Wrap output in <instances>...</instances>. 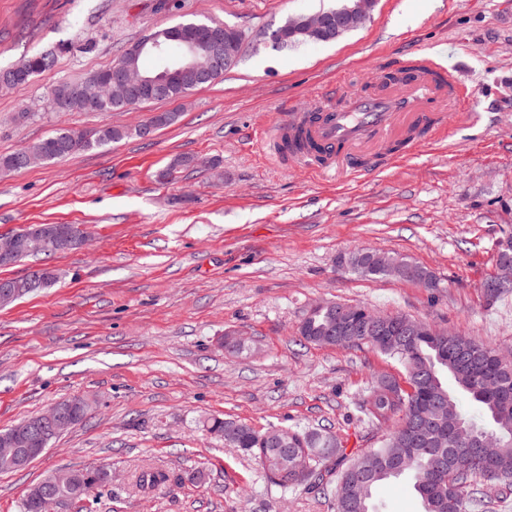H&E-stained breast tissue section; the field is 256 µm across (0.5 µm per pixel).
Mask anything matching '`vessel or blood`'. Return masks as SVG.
Returning a JSON list of instances; mask_svg holds the SVG:
<instances>
[{
  "instance_id": "1",
  "label": "vessel or blood",
  "mask_w": 512,
  "mask_h": 512,
  "mask_svg": "<svg viewBox=\"0 0 512 512\" xmlns=\"http://www.w3.org/2000/svg\"><path fill=\"white\" fill-rule=\"evenodd\" d=\"M474 91L425 57L394 68L378 92L343 104L313 99L273 125L266 143L279 159L314 170L360 172L363 163L408 155L448 127V113L474 102Z\"/></svg>"
}]
</instances>
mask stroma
<instances>
[{
    "label": "stroma",
    "instance_id": "stroma-1",
    "mask_svg": "<svg viewBox=\"0 0 512 512\" xmlns=\"http://www.w3.org/2000/svg\"><path fill=\"white\" fill-rule=\"evenodd\" d=\"M0 0V70L53 52V67L0 89V155L52 130L176 121L58 162L0 175V234L77 224L84 244L1 269L48 266L54 287L0 308V430L84 396L88 416L28 467L0 473V512H20L43 476L103 468L92 506L50 512H335L333 494L271 485L257 462L212 438L219 415L258 431L326 428L343 448L379 447L354 398L402 366L375 349L307 342L318 303L364 304L512 353V294L488 300L500 241L512 234V0H376L332 43L247 53L216 83L126 112H57L51 90L106 68L151 32L196 20L252 37L336 0ZM435 53L477 92L445 141L359 174L321 176L271 156L270 124L313 97L362 95L389 64ZM190 167L159 173L173 159ZM392 253L438 281L366 279L339 259ZM256 344L225 352L226 332ZM178 482L141 491L145 469ZM379 512H422L409 479L382 484Z\"/></svg>",
    "mask_w": 512,
    "mask_h": 512
}]
</instances>
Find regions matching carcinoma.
I'll return each instance as SVG.
<instances>
[{
  "label": "carcinoma",
  "instance_id": "obj_1",
  "mask_svg": "<svg viewBox=\"0 0 512 512\" xmlns=\"http://www.w3.org/2000/svg\"><path fill=\"white\" fill-rule=\"evenodd\" d=\"M209 22H187L169 29L157 31L163 36L172 31L179 32L188 40L197 32L211 26ZM222 72L201 74L196 78L184 77L167 85L164 97L177 101L191 91L212 83ZM82 84L64 83L56 86L47 98L49 107L58 112H80L75 104L66 107L57 103L60 92L75 94ZM177 113L159 112L130 130L104 127L93 132L71 128H59L53 134L37 142L47 152L44 161L72 155L79 151L93 150L110 145L128 136L145 137L144 129L155 130L175 121ZM30 149H20L0 156V168L21 170L32 166L29 161L17 164L20 157L28 155ZM375 252L359 250L340 260L351 272L367 278H414L418 282H431L434 276L425 269L400 257L382 254L381 261L372 260ZM58 280L56 270L42 267L20 279L23 294L53 287ZM339 304L328 302L311 310L301 321L299 334L310 343L322 346H340L342 342L334 333L339 316ZM356 346L372 347L397 361L404 369V381L385 378L370 388L356 403L361 417L372 425H387L389 430L382 445L366 453L346 454L336 436L319 430L301 432L288 429L291 447L267 448L260 442L263 433L238 423L234 435L224 437L225 428L231 421L220 416L208 419L211 433L219 439H228L243 454L258 460L271 484L286 489L290 469L295 466L294 453L307 448L317 452L310 459L311 470L300 484L309 490L326 491L328 485L344 482L347 493L335 498L336 512H376L373 506L376 488L392 479L409 474L413 488L420 499L423 512H468L472 499L468 489L478 479L507 482L512 479V415L506 422L499 421L501 411L512 410V368L497 375L499 390L489 391L484 382L486 364L496 350L477 343L458 331L447 336H419L410 330L403 331L393 340L380 336H362ZM453 380L455 389L448 388ZM466 396L481 412L480 419L466 417L460 410L457 394ZM431 403L442 407L441 416L448 422L454 420L471 434L487 433L497 440L496 459L486 470L470 467L457 473L456 490L453 493L435 489L428 480L431 462L437 456L448 465L466 457L463 442L439 441L428 438L418 446L414 456L407 457L406 448L409 430L424 422L421 405ZM53 475L47 474L24 493L21 512H46L47 504L61 503L89 497L98 488L109 484V473L104 469L83 468L72 470V485L57 488L52 484ZM178 482L170 472L145 469L137 477L136 485L146 491L169 487Z\"/></svg>",
  "mask_w": 512,
  "mask_h": 512
}]
</instances>
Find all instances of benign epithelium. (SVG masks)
Masks as SVG:
<instances>
[{
	"label": "benign epithelium",
	"mask_w": 512,
	"mask_h": 512,
	"mask_svg": "<svg viewBox=\"0 0 512 512\" xmlns=\"http://www.w3.org/2000/svg\"><path fill=\"white\" fill-rule=\"evenodd\" d=\"M374 0H354L352 7L341 13H317L302 15L295 23L289 25L288 37L302 36L311 42L332 40L344 29H357L370 15ZM243 31L238 28L222 26L218 29H204L198 39L187 42V57L177 61L168 73L156 76L142 74L136 62L139 56L148 50L164 51V46L151 41H140L125 53L124 63L118 66L112 76L104 81L87 85L83 91V104L86 108H98L109 98L119 94L127 100L138 103L147 94H160L167 79L176 77L189 70L205 69L207 72L219 71L229 64L234 56L235 46ZM54 242L58 251L70 248L69 239L60 228L35 227L23 232L0 235V265L9 266L19 258L37 253L48 242ZM497 288L512 287V266L497 264L496 272L489 278ZM339 315L342 323L338 328L341 336L350 337L358 334L359 316L355 309L341 306ZM70 405L60 400L46 411L33 416L28 429L20 438L0 440V471H12L26 466L34 457L44 452L35 448V436L49 435L53 438L71 428ZM477 455L489 461L496 448L495 439L490 436H467Z\"/></svg>",
	"instance_id": "7a95c632"
}]
</instances>
